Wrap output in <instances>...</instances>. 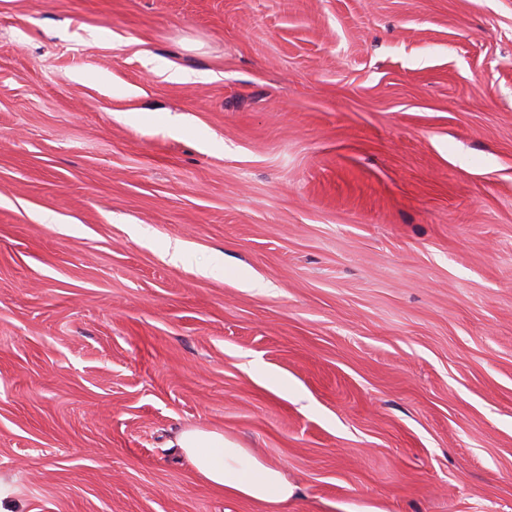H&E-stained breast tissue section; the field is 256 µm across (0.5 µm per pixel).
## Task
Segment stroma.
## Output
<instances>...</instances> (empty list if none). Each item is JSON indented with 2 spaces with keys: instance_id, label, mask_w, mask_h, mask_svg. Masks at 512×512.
<instances>
[{
  "instance_id": "1",
  "label": "stroma",
  "mask_w": 512,
  "mask_h": 512,
  "mask_svg": "<svg viewBox=\"0 0 512 512\" xmlns=\"http://www.w3.org/2000/svg\"><path fill=\"white\" fill-rule=\"evenodd\" d=\"M189 426L512 512V0H0V507L273 512Z\"/></svg>"
}]
</instances>
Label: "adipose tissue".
Masks as SVG:
<instances>
[{
	"instance_id": "obj_1",
	"label": "adipose tissue",
	"mask_w": 512,
	"mask_h": 512,
	"mask_svg": "<svg viewBox=\"0 0 512 512\" xmlns=\"http://www.w3.org/2000/svg\"><path fill=\"white\" fill-rule=\"evenodd\" d=\"M178 445L202 478L231 496L283 512L295 495L294 485L279 468L223 433L190 427L180 432Z\"/></svg>"
}]
</instances>
